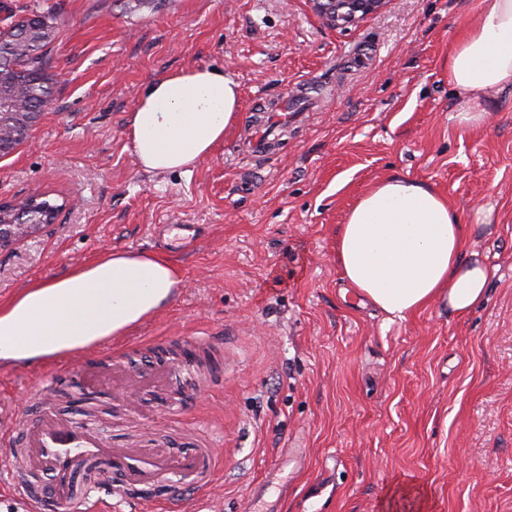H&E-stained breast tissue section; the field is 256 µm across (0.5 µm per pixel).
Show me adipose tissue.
Returning a JSON list of instances; mask_svg holds the SVG:
<instances>
[{
  "label": "adipose tissue",
  "instance_id": "obj_1",
  "mask_svg": "<svg viewBox=\"0 0 512 512\" xmlns=\"http://www.w3.org/2000/svg\"><path fill=\"white\" fill-rule=\"evenodd\" d=\"M448 81L466 101L457 124L483 125L476 101L512 89V0H479L477 22L448 53ZM240 108V85L223 68L179 70L146 85L127 136L145 170L186 171L223 143ZM479 230L429 184L394 174L363 192L338 226L336 262L359 297L391 316L433 304L462 316L483 303L490 279L467 253ZM179 284L167 260L125 251L32 283L0 304V364L60 359L125 335L166 306Z\"/></svg>",
  "mask_w": 512,
  "mask_h": 512
}]
</instances>
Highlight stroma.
I'll list each match as a JSON object with an SVG mask.
<instances>
[{"label": "stroma", "instance_id": "35a3bbf8", "mask_svg": "<svg viewBox=\"0 0 512 512\" xmlns=\"http://www.w3.org/2000/svg\"><path fill=\"white\" fill-rule=\"evenodd\" d=\"M478 0H388L345 28L311 0H0V19L53 15L55 99L0 157V200L38 190L62 210L0 249V303L114 250L167 259L182 286L43 398L44 363L0 367V406L37 422L48 405L111 446L166 436L181 399L219 456L210 495L174 478L164 512H383L391 489L432 512H512V90L483 101L487 125L454 120L463 99L444 63ZM200 65L240 84L241 121L186 172L143 170L126 125L147 81ZM296 119L257 158L246 128L267 102ZM400 173L482 225L470 249L494 271L459 317L433 305L399 320L361 301L336 263V228L357 196ZM179 343L214 365L175 392ZM166 370L121 400L112 371Z\"/></svg>", "mask_w": 512, "mask_h": 512}]
</instances>
